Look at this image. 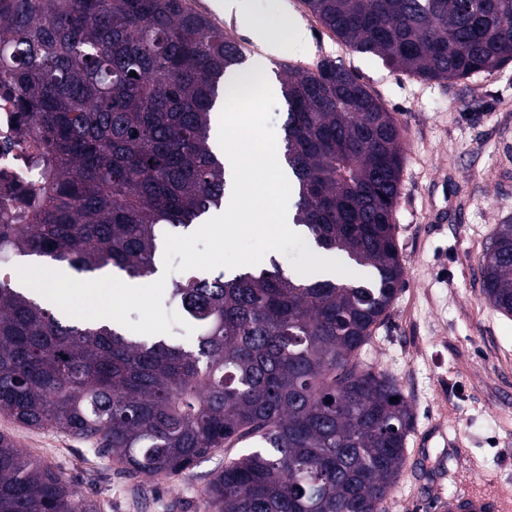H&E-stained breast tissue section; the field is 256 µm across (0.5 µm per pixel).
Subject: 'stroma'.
Wrapping results in <instances>:
<instances>
[{
  "label": "stroma",
  "mask_w": 512,
  "mask_h": 512,
  "mask_svg": "<svg viewBox=\"0 0 512 512\" xmlns=\"http://www.w3.org/2000/svg\"><path fill=\"white\" fill-rule=\"evenodd\" d=\"M248 59L263 49L216 0H187ZM312 34L285 46L267 74L331 59L357 74L402 132L396 241L405 284L363 351L409 401L414 419L402 475L386 512H459V483L495 482L512 497V317L482 291L481 265L496 225L512 223V62L469 80L427 81L353 52L321 28L302 0H252ZM0 433L48 463L97 512H209L206 489L238 447L219 448L181 474L133 477L120 462L57 430L0 416Z\"/></svg>",
  "instance_id": "stroma-1"
}]
</instances>
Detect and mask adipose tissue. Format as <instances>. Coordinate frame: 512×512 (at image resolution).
Wrapping results in <instances>:
<instances>
[{
	"mask_svg": "<svg viewBox=\"0 0 512 512\" xmlns=\"http://www.w3.org/2000/svg\"><path fill=\"white\" fill-rule=\"evenodd\" d=\"M222 6L225 16L235 18L238 25L265 50L263 58L252 67L239 72L238 81L245 82L252 76L269 72L273 58L279 55L284 43L289 42L300 48L306 47L308 43V34L300 25L286 22L276 12L254 14L249 11L245 0H223Z\"/></svg>",
	"mask_w": 512,
	"mask_h": 512,
	"instance_id": "ef3b65f1",
	"label": "adipose tissue"
}]
</instances>
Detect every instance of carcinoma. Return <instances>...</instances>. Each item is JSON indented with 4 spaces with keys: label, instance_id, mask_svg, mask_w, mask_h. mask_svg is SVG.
Here are the masks:
<instances>
[{
    "label": "carcinoma",
    "instance_id": "1",
    "mask_svg": "<svg viewBox=\"0 0 512 512\" xmlns=\"http://www.w3.org/2000/svg\"><path fill=\"white\" fill-rule=\"evenodd\" d=\"M305 4L345 46L426 80L512 61V0ZM244 62L186 0H0V81L41 127L45 178L26 223L0 224V260L154 276L168 230L224 202L211 113ZM282 96L295 223L363 279H301L275 262L187 276L171 289L195 328L186 343L71 319L0 276V415L69 433L145 477L251 441L210 480L211 512H383L413 413L360 358L404 285L401 130L332 60L288 66ZM481 274L512 316V224L498 225ZM92 509L0 433V512ZM34 263H42L48 266L61 268L65 271L66 275L78 279V280H89L92 277H87L84 273H80L77 270L71 268L67 264L57 263L51 261L49 258H32V257H19L14 256L10 263V273L14 272L18 266H32Z\"/></svg>",
    "mask_w": 512,
    "mask_h": 512
}]
</instances>
